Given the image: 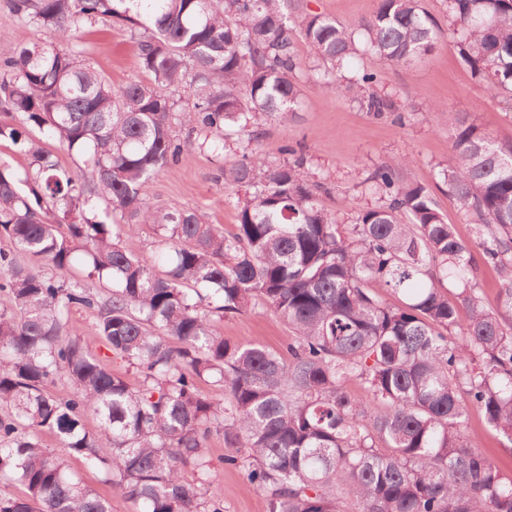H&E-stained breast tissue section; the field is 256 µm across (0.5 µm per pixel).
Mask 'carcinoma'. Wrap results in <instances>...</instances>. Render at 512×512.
Here are the masks:
<instances>
[{
    "mask_svg": "<svg viewBox=\"0 0 512 512\" xmlns=\"http://www.w3.org/2000/svg\"><path fill=\"white\" fill-rule=\"evenodd\" d=\"M448 43L492 94H512V0H445ZM28 26L56 32L0 60V142L28 160L24 182L0 163V512H112L111 500L69 471L78 456L134 512H224L208 491L212 435L224 464L243 471L267 512H512V478L464 444L468 409L512 445V142L462 113L437 172L474 225L457 238L430 192L392 165L372 176L378 204L343 231L304 172L303 148L268 164L255 154L222 170L254 189L227 232L184 207L157 208L145 183L193 147L214 157L226 130L258 137L262 122L300 106L294 38L330 68L319 83L370 113L397 108L354 57L401 65L439 36L419 0H378L360 38L291 0H6ZM108 20L136 44L149 80L115 87L83 59L75 36ZM188 90L183 109L173 91ZM188 128L190 138L174 134ZM36 127L89 175L61 169L30 137ZM152 224L167 270L121 239ZM500 269L492 304L476 289L473 253ZM20 253L55 269L80 265L108 284L25 268ZM386 288L400 300H383ZM263 303L288 326L284 350L233 343L215 323ZM136 370L130 384L72 333V311ZM466 331L452 337L460 309ZM61 380L69 392L51 388ZM358 380L368 402L351 399ZM224 388L215 401L201 384ZM93 414L98 429L85 427ZM54 432L59 448L39 433ZM191 465L199 484L185 481Z\"/></svg>",
    "mask_w": 512,
    "mask_h": 512,
    "instance_id": "carcinoma-1",
    "label": "carcinoma"
}]
</instances>
